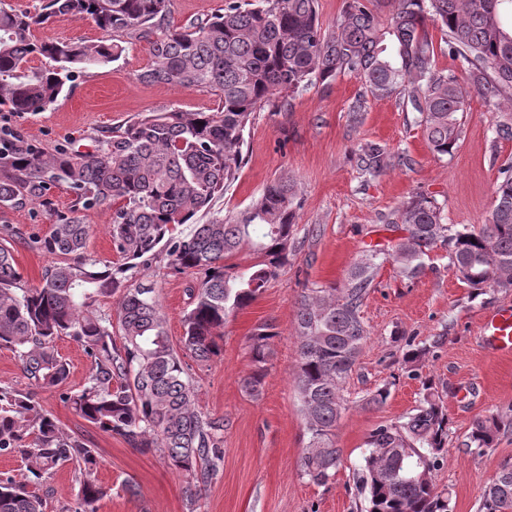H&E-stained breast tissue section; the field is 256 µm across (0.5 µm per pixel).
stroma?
<instances>
[{"label":"stroma","instance_id":"35a3bbf8","mask_svg":"<svg viewBox=\"0 0 512 512\" xmlns=\"http://www.w3.org/2000/svg\"><path fill=\"white\" fill-rule=\"evenodd\" d=\"M33 34L40 41L88 43L99 36L92 22L69 16L53 18ZM151 61L146 43L129 45L118 60L79 75L70 92L47 110L0 112V126L21 132L49 153L59 148L91 152L113 127L137 114L218 110V98L207 91L140 82L139 73ZM362 90L358 78L340 75L297 94L280 111L257 113L245 134L239 178L214 205L224 213L242 211L267 183L285 174L295 181L301 201L287 266L254 302L229 317L220 354L191 365L197 409L224 420V462L197 512H366L357 478L367 437L378 425L409 414L428 379L448 412V447L435 483L448 493L451 512H480L485 486L502 464L512 463V430L484 453L465 446L475 419L512 417V355L488 352L479 334L484 314L512 307V288L474 295L457 280L448 249L440 245L426 258L424 274L413 280L393 259L381 262L360 308L369 338L343 388L345 409L335 430L342 464L324 485L301 474L307 435L294 380L299 295L307 288L341 286L363 251L396 243L402 233L391 221L412 194L434 196L445 223L485 224L499 168L512 159V139H495L493 117L478 95L466 100L457 149L440 158L416 113L404 111L396 97H367L359 120H352L349 109ZM366 142L385 146L397 165L377 178L365 176L354 152ZM45 198L43 206L0 207V237L11 238L17 268L31 286L53 260L38 241L49 236L52 213H69L75 194L53 184ZM82 216L91 226L88 256L115 260L111 205ZM135 276L153 284L170 339L179 343L190 276L173 274L161 257L138 267ZM263 323L272 324L277 335L261 394L253 398L241 380L251 370L247 338ZM419 348L426 351L422 362L416 370L405 369L406 351ZM1 382L36 392L45 412L95 449L100 463L93 477L109 489L97 512H187L186 480L159 453L139 452L86 422L58 391L36 387L5 349H0ZM381 387L390 390L386 403L363 408L364 398ZM130 483L135 492L127 491Z\"/></svg>","mask_w":512,"mask_h":512}]
</instances>
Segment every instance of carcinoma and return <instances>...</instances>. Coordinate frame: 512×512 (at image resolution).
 I'll return each mask as SVG.
<instances>
[{
	"label": "carcinoma",
	"instance_id": "carcinoma-1",
	"mask_svg": "<svg viewBox=\"0 0 512 512\" xmlns=\"http://www.w3.org/2000/svg\"><path fill=\"white\" fill-rule=\"evenodd\" d=\"M172 2L44 0L33 15L0 6V111L46 110L75 76L117 60L135 42L147 43L153 57L140 81L205 88L222 103L219 112L140 115L113 128L112 138L89 153H48L0 129V206L32 203L48 185L65 183L84 209L112 204L110 235L118 257L114 266L87 257L90 225L75 209L70 216L53 213L41 248L70 259L49 264L40 284L28 287L10 240L0 238V348L11 350L39 387L57 389L69 368L54 343L62 336L80 343L92 368L83 387L61 393L62 400L100 431L141 452H162L194 488L188 512H195V496L224 461V418L198 411L184 358L205 362L217 355L216 339L228 317L255 301L288 263L301 205L294 181L282 177L244 211L211 213L238 179L255 113L351 74L371 96H394L417 113L439 157L452 154L460 139L469 89L495 116V136L511 140L512 0H393L384 20L374 0H346L327 29L317 0H257L252 8L224 0L222 11L176 27L169 23ZM57 16L91 19L99 39L90 45L35 40L34 27ZM429 21L445 31L439 47ZM440 52L461 62L464 78L437 68ZM34 55L49 65L27 69ZM355 156L373 178L391 165L378 143L360 145ZM199 217L205 222L196 223ZM396 223L407 236L391 256L407 278L423 274V258L446 245L448 265L473 290L512 288L511 160L501 166L493 209L482 227L442 223L437 200L421 192L398 208ZM185 224L192 225L187 233L181 230ZM243 248L256 262L239 274L226 259ZM162 251L171 270L195 276L177 349L154 288L125 276ZM374 257L356 263L343 287L307 288L297 301L295 381L308 434L301 468L316 484L327 483L342 463L335 429L344 410L343 385L368 339L360 307L376 272ZM114 295L113 315L100 302ZM276 336L265 323L248 337L253 369L241 385L251 396L261 394ZM510 427L511 419L478 418L466 447L483 452ZM447 444L448 413L426 382L413 413L368 436L359 476L367 512H450L449 497L437 491L434 479ZM0 453L20 458L25 468L20 480L0 477V512H45L44 481L70 464L79 489L65 512H95L108 494L91 478L98 465L94 449L67 434L34 395L6 384H0ZM482 512H512V464H503L487 484Z\"/></svg>",
	"mask_w": 512,
	"mask_h": 512
}]
</instances>
